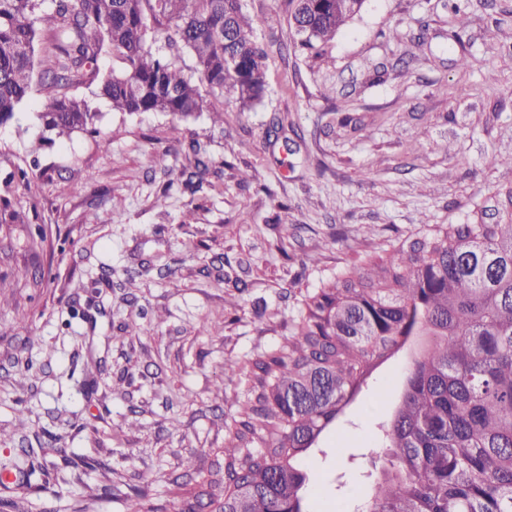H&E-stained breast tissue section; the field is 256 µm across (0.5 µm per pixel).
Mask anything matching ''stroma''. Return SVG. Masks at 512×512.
<instances>
[{
	"label": "stroma",
	"instance_id": "obj_1",
	"mask_svg": "<svg viewBox=\"0 0 512 512\" xmlns=\"http://www.w3.org/2000/svg\"><path fill=\"white\" fill-rule=\"evenodd\" d=\"M454 2L367 0L313 58L286 49L288 0H245L269 88L253 108H226L222 125L96 99L107 147L82 132L42 147L34 91L0 128V180L38 177L0 201L16 215L0 221V458L47 431L111 465L74 468L57 512H125L137 488L177 512L182 456L196 449L209 470L250 388L247 374L225 376L226 359L246 365L287 342L306 291L429 225L504 220L512 0H466L460 30ZM193 140L213 162L195 193L178 178ZM408 358L378 365L304 457L317 481L344 483L308 494L307 512H354L371 494L364 473ZM75 368L92 369V395Z\"/></svg>",
	"mask_w": 512,
	"mask_h": 512
}]
</instances>
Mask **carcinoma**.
Instances as JSON below:
<instances>
[{
  "label": "carcinoma",
  "mask_w": 512,
  "mask_h": 512,
  "mask_svg": "<svg viewBox=\"0 0 512 512\" xmlns=\"http://www.w3.org/2000/svg\"><path fill=\"white\" fill-rule=\"evenodd\" d=\"M295 51L318 56L366 0H288ZM244 0H0V126L33 86L39 142L97 132L82 85L118 112L223 122L267 92L268 49ZM193 54L198 81L175 57ZM114 66L100 67L104 58ZM198 191L210 160L197 142ZM420 336L372 460L382 478L356 512H512V216L503 223L434 224L407 246L354 264L308 294L292 338L252 362L249 395L228 429L224 475L179 512H306L303 457L356 398L377 365ZM43 448L0 460V512L46 475Z\"/></svg>",
  "instance_id": "carcinoma-1"
}]
</instances>
